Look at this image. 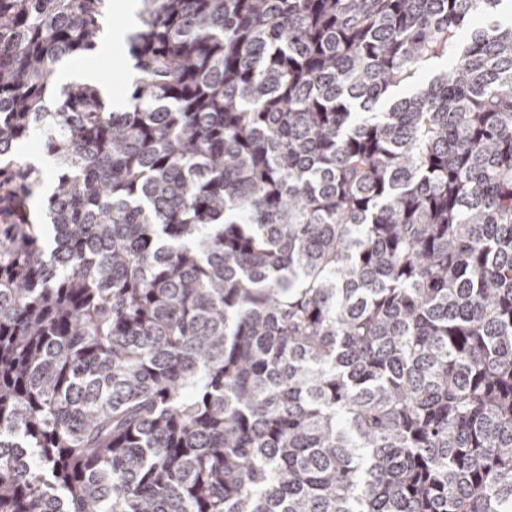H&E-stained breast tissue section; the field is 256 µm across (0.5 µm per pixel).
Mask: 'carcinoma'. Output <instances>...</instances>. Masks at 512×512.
Wrapping results in <instances>:
<instances>
[{"label":"carcinoma","instance_id":"cac0c4a2","mask_svg":"<svg viewBox=\"0 0 512 512\" xmlns=\"http://www.w3.org/2000/svg\"><path fill=\"white\" fill-rule=\"evenodd\" d=\"M502 5L0 0V512H512ZM123 0H107L106 1V20L109 28L110 45L101 47L102 50L96 59L84 60L81 62L67 61L75 67L86 64L93 65L99 77L104 73H112V84L107 85L109 97L112 99L110 91L113 88H121L124 90L125 100L123 106L127 102V91L130 89L133 73L131 62L127 55L126 39L127 35L133 31L132 23H129L127 15L121 9ZM112 20V25L110 21ZM120 36L119 39L116 36ZM114 38V40H113ZM67 64V65H68ZM96 71L91 68L80 69L75 72L68 71L65 73V82L77 78L80 82L92 84L96 79ZM98 77V78H99ZM123 102L122 95L113 89V106Z\"/></svg>","mask_w":512,"mask_h":512}]
</instances>
